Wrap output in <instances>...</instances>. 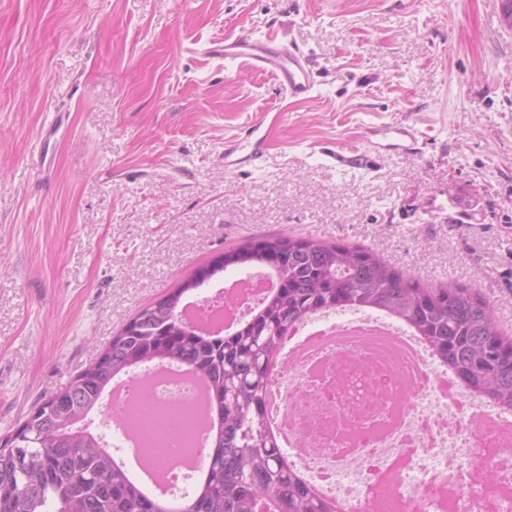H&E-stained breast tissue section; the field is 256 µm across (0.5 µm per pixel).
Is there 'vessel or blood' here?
<instances>
[{"label": "vessel or blood", "mask_w": 512, "mask_h": 512, "mask_svg": "<svg viewBox=\"0 0 512 512\" xmlns=\"http://www.w3.org/2000/svg\"><path fill=\"white\" fill-rule=\"evenodd\" d=\"M207 58L241 61L254 69L272 74L279 91L291 99H309L315 92L313 70L308 57L294 45L272 47L268 37L242 34L224 42L207 44ZM267 132L263 121H256L240 140L224 143V168L231 171L244 163H258L264 155Z\"/></svg>", "instance_id": "obj_1"}]
</instances>
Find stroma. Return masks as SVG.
<instances>
[{"mask_svg": "<svg viewBox=\"0 0 512 512\" xmlns=\"http://www.w3.org/2000/svg\"><path fill=\"white\" fill-rule=\"evenodd\" d=\"M310 51L316 91L199 54ZM280 113L255 165L225 140ZM406 125L414 148L373 151ZM281 233L489 299L512 336V30L501 0H0V436L215 255Z\"/></svg>", "mask_w": 512, "mask_h": 512, "instance_id": "stroma-1", "label": "stroma"}]
</instances>
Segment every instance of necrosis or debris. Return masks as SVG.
Segmentation results:
<instances>
[{"instance_id":"obj_1","label":"necrosis or debris","mask_w":512,"mask_h":512,"mask_svg":"<svg viewBox=\"0 0 512 512\" xmlns=\"http://www.w3.org/2000/svg\"><path fill=\"white\" fill-rule=\"evenodd\" d=\"M271 285L266 273L242 275L192 318L244 319ZM411 335L369 308L307 317L280 341L268 426L306 482L345 512H512V414L456 382L427 347L389 350ZM127 386L130 396L111 401L115 428L136 427V452L177 487L185 460L202 452L194 387L156 371Z\"/></svg>"}]
</instances>
